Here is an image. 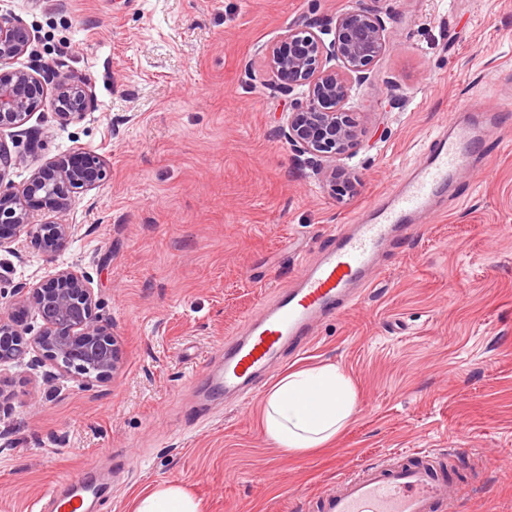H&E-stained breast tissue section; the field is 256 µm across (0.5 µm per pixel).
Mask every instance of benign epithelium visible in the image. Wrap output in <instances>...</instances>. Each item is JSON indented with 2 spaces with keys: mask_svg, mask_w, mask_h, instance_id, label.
<instances>
[{
  "mask_svg": "<svg viewBox=\"0 0 512 512\" xmlns=\"http://www.w3.org/2000/svg\"><path fill=\"white\" fill-rule=\"evenodd\" d=\"M32 44L26 25L0 15V130L23 126L49 105L61 124L82 118L91 108L90 85L58 64L43 71L9 64ZM383 18L371 9H349L333 21L306 20L288 25L283 36L261 49L265 67L281 92L296 95L300 105L286 113L288 142L302 154L325 159L326 173L351 174L356 155L361 90L372 64L392 48ZM53 84L46 97L44 85ZM26 163V156L0 144V249L17 254L26 244L54 258L69 249L80 225L73 222L76 195L98 188L107 177L105 161L75 152L36 166L21 189L4 183L6 172ZM51 215L32 221L34 212ZM100 301L92 278L71 266L57 265L46 279L20 282L0 314V367H37L50 363L56 374L47 379L82 385L112 380L120 345L112 324L98 314ZM35 312L42 325L36 333L23 321Z\"/></svg>",
  "mask_w": 512,
  "mask_h": 512,
  "instance_id": "obj_1",
  "label": "benign epithelium"
}]
</instances>
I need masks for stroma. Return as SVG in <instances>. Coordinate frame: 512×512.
<instances>
[{
	"mask_svg": "<svg viewBox=\"0 0 512 512\" xmlns=\"http://www.w3.org/2000/svg\"><path fill=\"white\" fill-rule=\"evenodd\" d=\"M352 7L377 11L393 46L362 88L349 193L289 145L294 100L260 49L291 22ZM0 14L31 32L18 66L65 62L94 94L80 121L44 111L0 132L28 156L7 182L75 151L107 163L76 201L71 247L52 259L0 251V287L57 264L88 272L122 352L112 381L88 388L0 372L13 406L0 421V512H30L82 472L106 485L92 512H132L160 484L202 512H317L323 492L399 448L450 458L458 512H512V114L454 184L457 201L387 250L371 287L304 352L231 399L205 371L332 226L422 160L458 106L512 102V0H0ZM325 363L354 383L353 420L331 447L285 453L262 431L265 397L288 370Z\"/></svg>",
	"mask_w": 512,
	"mask_h": 512,
	"instance_id": "obj_1",
	"label": "stroma"
}]
</instances>
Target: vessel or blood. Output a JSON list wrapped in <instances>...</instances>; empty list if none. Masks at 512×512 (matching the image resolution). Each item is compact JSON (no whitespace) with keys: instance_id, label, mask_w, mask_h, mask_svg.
<instances>
[{"instance_id":"1","label":"vessel or blood","mask_w":512,"mask_h":512,"mask_svg":"<svg viewBox=\"0 0 512 512\" xmlns=\"http://www.w3.org/2000/svg\"><path fill=\"white\" fill-rule=\"evenodd\" d=\"M502 107L462 106L430 140L423 165L406 175L351 224L332 228L318 260L296 285L275 292L257 315L245 318L224 348V368L212 381L234 393L281 347H302L326 317L340 315L368 287L382 254L406 238L445 202L449 185L495 128ZM458 488L426 459L398 466L372 463L321 498L322 512H452Z\"/></svg>"}]
</instances>
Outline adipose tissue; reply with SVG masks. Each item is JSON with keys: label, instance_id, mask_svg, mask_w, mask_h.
Returning <instances> with one entry per match:
<instances>
[{"label": "adipose tissue", "instance_id": "1", "mask_svg": "<svg viewBox=\"0 0 512 512\" xmlns=\"http://www.w3.org/2000/svg\"><path fill=\"white\" fill-rule=\"evenodd\" d=\"M356 392L335 365L301 368L270 389L261 420L278 448L302 454L330 444L350 422ZM133 512H201L200 505L175 485H159L136 500Z\"/></svg>", "mask_w": 512, "mask_h": 512}]
</instances>
